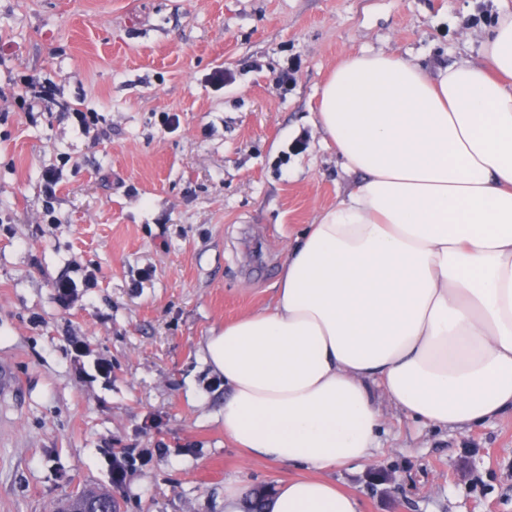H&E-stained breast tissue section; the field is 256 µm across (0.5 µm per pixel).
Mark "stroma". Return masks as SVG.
I'll use <instances>...</instances> for the list:
<instances>
[{"label":"stroma","mask_w":512,"mask_h":512,"mask_svg":"<svg viewBox=\"0 0 512 512\" xmlns=\"http://www.w3.org/2000/svg\"><path fill=\"white\" fill-rule=\"evenodd\" d=\"M503 8L0 0V365L19 382L0 398V512L102 489L121 512H224L225 482L274 488L284 470L225 438L200 343L273 306L289 244L357 180L317 124L321 85L358 51L478 60ZM24 76L54 98L21 109ZM381 408L373 460L330 474L361 512H512L511 413L452 431ZM113 448L133 451L121 480Z\"/></svg>","instance_id":"stroma-1"}]
</instances>
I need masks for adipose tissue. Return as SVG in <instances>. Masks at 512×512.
<instances>
[{"instance_id": "adipose-tissue-1", "label": "adipose tissue", "mask_w": 512, "mask_h": 512, "mask_svg": "<svg viewBox=\"0 0 512 512\" xmlns=\"http://www.w3.org/2000/svg\"><path fill=\"white\" fill-rule=\"evenodd\" d=\"M318 123L358 181L289 245L273 309L201 345L225 437L303 470L264 512H360L326 474L372 459L380 400L451 430L512 412V11L476 62L347 55Z\"/></svg>"}]
</instances>
